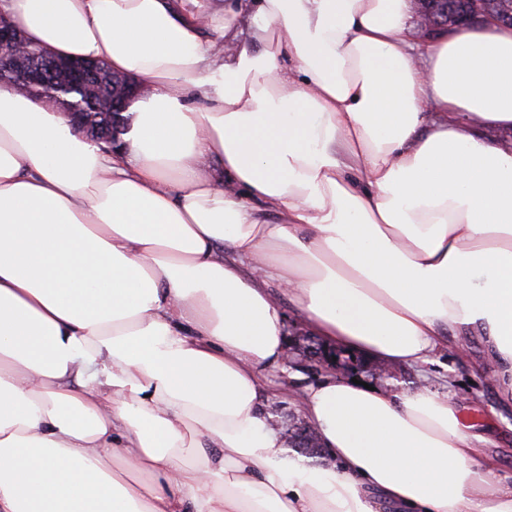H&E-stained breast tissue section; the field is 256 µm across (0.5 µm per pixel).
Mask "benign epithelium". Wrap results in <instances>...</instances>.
Wrapping results in <instances>:
<instances>
[{
  "mask_svg": "<svg viewBox=\"0 0 512 512\" xmlns=\"http://www.w3.org/2000/svg\"><path fill=\"white\" fill-rule=\"evenodd\" d=\"M415 2L419 27L424 36H431L450 24L465 26L486 19L512 25L511 8L501 10L488 7L483 0H471V6L451 17L448 16L446 0ZM0 73L8 88L31 98L40 88L53 83L52 77L55 75L70 85L90 88L99 85L105 78V71L98 64L29 54L23 36L1 16ZM112 85L115 86L112 111L119 114L127 111L136 99L148 94V89L137 87L127 76L112 77ZM57 106L73 132L94 142L109 138L107 130L88 123L81 113L72 109L66 99L58 98ZM308 342V359L319 367L335 372L342 379H359L366 373L383 378L396 376V370L390 366L374 365L356 353L327 345L314 336L308 337ZM285 436L293 446L308 441L315 433L308 423L294 419L286 423Z\"/></svg>",
  "mask_w": 512,
  "mask_h": 512,
  "instance_id": "7a95c632",
  "label": "benign epithelium"
}]
</instances>
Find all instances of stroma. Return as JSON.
Segmentation results:
<instances>
[{
	"mask_svg": "<svg viewBox=\"0 0 512 512\" xmlns=\"http://www.w3.org/2000/svg\"><path fill=\"white\" fill-rule=\"evenodd\" d=\"M453 350H442L429 356L427 362L416 366L398 367L394 379L367 375L365 383L396 391L426 388L434 393L451 394L465 405L469 423L477 426L487 438V455L500 459V479L512 483V410H504L501 392L492 380L493 368L484 356L479 337L461 336ZM259 375L273 382L275 394L270 411L276 428H284L289 417H301V397L309 386L328 377L326 369L297 356L294 364L277 368L258 366Z\"/></svg>",
	"mask_w": 512,
	"mask_h": 512,
	"instance_id": "35a3bbf8",
	"label": "stroma"
}]
</instances>
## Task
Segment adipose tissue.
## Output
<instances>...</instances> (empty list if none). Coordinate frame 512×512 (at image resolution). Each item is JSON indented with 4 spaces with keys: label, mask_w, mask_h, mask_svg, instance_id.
Wrapping results in <instances>:
<instances>
[{
    "label": "adipose tissue",
    "mask_w": 512,
    "mask_h": 512,
    "mask_svg": "<svg viewBox=\"0 0 512 512\" xmlns=\"http://www.w3.org/2000/svg\"><path fill=\"white\" fill-rule=\"evenodd\" d=\"M413 11L0 0L153 89L111 151L0 88V512H512L457 400L319 382L310 467L256 371L282 294L391 364L480 336L512 399V27L422 43Z\"/></svg>",
    "instance_id": "adipose-tissue-1"
}]
</instances>
